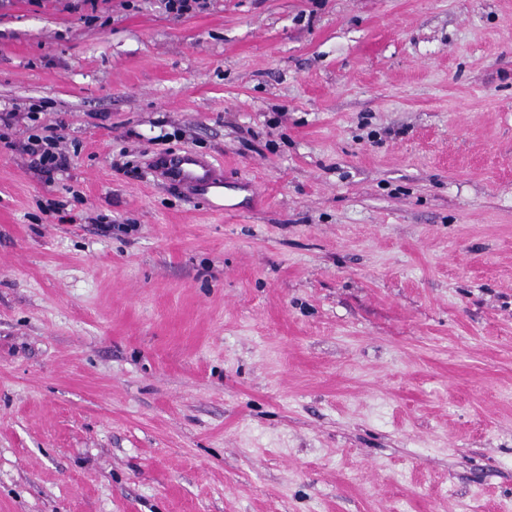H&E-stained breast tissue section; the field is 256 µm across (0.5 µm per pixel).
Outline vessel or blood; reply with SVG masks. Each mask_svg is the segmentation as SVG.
<instances>
[{"instance_id": "b4317fda", "label": "vessel or blood", "mask_w": 512, "mask_h": 512, "mask_svg": "<svg viewBox=\"0 0 512 512\" xmlns=\"http://www.w3.org/2000/svg\"><path fill=\"white\" fill-rule=\"evenodd\" d=\"M155 168L163 177L189 189L193 196L215 199V211H222L224 171L209 159L189 151L175 152L156 160Z\"/></svg>"}]
</instances>
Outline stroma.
Listing matches in <instances>:
<instances>
[{
	"instance_id": "1",
	"label": "stroma",
	"mask_w": 512,
	"mask_h": 512,
	"mask_svg": "<svg viewBox=\"0 0 512 512\" xmlns=\"http://www.w3.org/2000/svg\"><path fill=\"white\" fill-rule=\"evenodd\" d=\"M165 2L0 0V512H512V0ZM51 129L59 131V133L44 136L34 135L28 138L27 143L20 145L23 152L34 158L35 166L46 168L48 171L60 168L67 162L66 156L57 151L60 141L64 138L62 135L64 125L60 123ZM157 172L163 177L185 186L196 197L212 201L222 198V204L214 203V211L224 210V169L209 159L190 151L175 152L155 161Z\"/></svg>"
}]
</instances>
